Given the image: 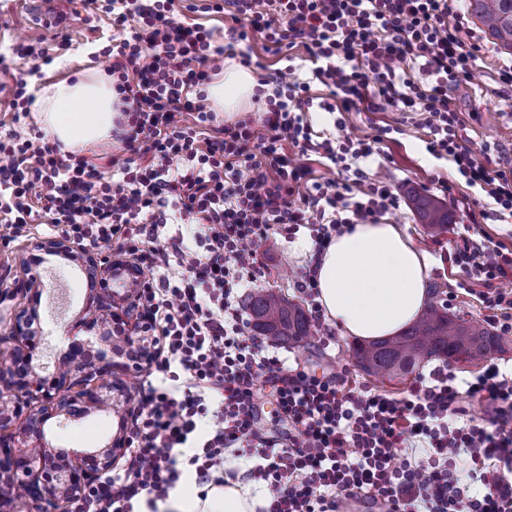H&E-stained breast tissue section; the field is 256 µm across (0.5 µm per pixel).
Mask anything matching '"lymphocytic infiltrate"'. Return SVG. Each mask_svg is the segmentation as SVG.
I'll return each instance as SVG.
<instances>
[{
  "mask_svg": "<svg viewBox=\"0 0 512 512\" xmlns=\"http://www.w3.org/2000/svg\"><path fill=\"white\" fill-rule=\"evenodd\" d=\"M225 45L199 23L175 20L178 0H85V23L112 17L120 39L104 47L124 116L116 136L126 151L117 177L88 158L0 133V230L17 234L43 214L92 246L161 269L141 285V325L161 353L142 381L124 464L75 502L71 512H154L186 479L196 486L225 478L264 483L261 512H346L356 495L394 512H512V372L487 363L465 385L447 365L419 376L404 397L350 387L337 373L293 368L275 345L245 332L240 288L265 280L253 246L271 235L293 237L313 225L321 253L348 224H374L398 208L388 177L361 168L389 134L316 139L307 113L311 87L330 98L327 112L392 107L417 118L427 151L453 163L492 206L481 220H512V166H494L466 148L450 94L485 54L465 11L452 0H231ZM264 35L276 68L254 61L245 43ZM308 52L309 79L292 50ZM238 53L265 104L264 132L243 119L220 126L205 105L212 62ZM429 79L414 80V67ZM181 158L179 170L170 157ZM351 171L345 183L311 175V162ZM196 225L195 247L163 236L167 211ZM451 266L479 287L488 322L512 320V249L489 236L463 238ZM177 275H166L170 265ZM266 380L276 428H265L256 404ZM487 406L475 418L461 395ZM426 458L413 461V441ZM479 471L483 494L457 474L460 455ZM252 460L244 473L229 457Z\"/></svg>",
  "mask_w": 512,
  "mask_h": 512,
  "instance_id": "lymphocytic-infiltrate-1",
  "label": "lymphocytic infiltrate"
}]
</instances>
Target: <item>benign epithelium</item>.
Here are the masks:
<instances>
[{
  "instance_id": "1",
  "label": "benign epithelium",
  "mask_w": 512,
  "mask_h": 512,
  "mask_svg": "<svg viewBox=\"0 0 512 512\" xmlns=\"http://www.w3.org/2000/svg\"><path fill=\"white\" fill-rule=\"evenodd\" d=\"M32 249L45 254L62 255L84 268L87 278L98 286L89 297L87 316L78 326L99 335L112 352L115 344L125 345L127 361L106 358L105 352L88 359L86 346L91 340L75 339L58 358L54 371L41 375L33 361L42 351L43 338L31 332L34 311L22 309L10 317L9 335L0 339L14 341L8 350H0V423L18 424V430L0 435V473L7 475L11 494L17 498L48 499L61 512L82 497L106 472L112 470L127 446L125 429H120L103 448L69 455L53 453L44 433V424L53 416H71L107 406L121 415L122 422L133 419L129 404L131 388L117 372L129 374L148 364L157 348L150 336L138 335L137 305L139 287L136 266L120 258H98L87 249L73 248L69 238L60 236L39 240ZM36 258L23 256L20 265L26 279L20 292L33 301L41 297L45 283L34 265ZM127 271L121 301L112 292V277ZM111 321L125 326L124 336H102L103 324Z\"/></svg>"
}]
</instances>
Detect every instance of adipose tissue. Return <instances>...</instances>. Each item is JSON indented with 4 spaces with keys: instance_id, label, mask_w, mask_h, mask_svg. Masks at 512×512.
Listing matches in <instances>:
<instances>
[{
    "instance_id": "1",
    "label": "adipose tissue",
    "mask_w": 512,
    "mask_h": 512,
    "mask_svg": "<svg viewBox=\"0 0 512 512\" xmlns=\"http://www.w3.org/2000/svg\"><path fill=\"white\" fill-rule=\"evenodd\" d=\"M255 78L234 65L214 82L209 95L234 116L254 94ZM110 81L78 77L55 85L44 98L39 120L47 135L78 151L110 138L120 112ZM316 300L328 322L344 335L372 340L397 335L424 311L431 259L413 247L396 224H349L314 264ZM267 500L251 486L229 483L205 494L175 492L168 512H257Z\"/></svg>"
}]
</instances>
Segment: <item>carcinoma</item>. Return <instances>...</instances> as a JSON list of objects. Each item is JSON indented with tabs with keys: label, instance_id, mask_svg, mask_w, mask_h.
<instances>
[{
	"label": "carcinoma",
	"instance_id": "obj_1",
	"mask_svg": "<svg viewBox=\"0 0 512 512\" xmlns=\"http://www.w3.org/2000/svg\"><path fill=\"white\" fill-rule=\"evenodd\" d=\"M472 13L498 44L512 50V0H470ZM414 207L431 229H445L448 212L430 197H417ZM253 329L277 342L299 344L312 335L304 310L285 296L261 289L249 299ZM512 345V339L448 313L434 303L400 334L359 342L353 347L360 368L368 375L404 380L417 363L435 357L449 363H478Z\"/></svg>",
	"mask_w": 512,
	"mask_h": 512
}]
</instances>
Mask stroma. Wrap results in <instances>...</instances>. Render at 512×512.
Instances as JSON below:
<instances>
[{
    "label": "stroma",
    "instance_id": "stroma-1",
    "mask_svg": "<svg viewBox=\"0 0 512 512\" xmlns=\"http://www.w3.org/2000/svg\"><path fill=\"white\" fill-rule=\"evenodd\" d=\"M84 10V0H59L53 12L43 21L32 17L28 0H0V54L5 55L12 74L28 72L35 64L33 57L18 54L16 48L24 44L32 48L50 47L55 60L42 69L36 89L47 93L64 80L76 76H96L106 73L112 60L102 55L105 38L112 33V19L100 16L95 26L85 25L78 15ZM471 28L480 35L486 48L482 62L473 70L464 90L452 93L451 105L462 114L464 130L462 141L475 151L487 152L501 164H512V107L508 106L492 80L495 68L512 60V51L497 45L487 35L478 20H471ZM11 74V76H12ZM11 76H0V120H11L9 104L13 98ZM315 130L336 132L337 122H344L345 133L357 138L373 136L377 127L393 126L379 146L377 154L365 160L368 168L386 171L393 188L403 200L398 209L386 214V222L405 227L413 246L433 257L429 281L440 285L449 297L448 310L469 321L484 322L485 311L477 296L463 290L462 274L448 262L452 245L466 235L470 225L468 205L481 198L479 189L468 187L456 173L452 163L435 159L426 150L427 132L413 123L402 122L394 110L383 112H345L335 115L312 107L307 114ZM453 181L450 196L437 190L436 178ZM422 195L441 199L449 214V226L442 233H434L421 223L413 208V196ZM62 228L52 224L28 225L19 237L0 238V314L27 307L26 296L17 294L19 275L17 262L22 248L30 242L61 236ZM311 254L309 229H301L295 238L276 237L269 250L260 252V259L268 266L265 288L273 289L310 310L311 300L294 288L291 277L306 267ZM39 272L49 289L43 293L37 307L39 325L44 332L43 354L35 363V370L51 372L60 351L67 345L66 327L83 317V307L89 293L86 277L76 265L64 256H46ZM353 339L342 335L339 329L316 331L300 345L290 347L289 363H297L319 372H337L355 385L403 396L407 383L392 384L366 375L352 355ZM120 429V419L112 410L102 409L80 416H59L49 419L44 430L49 443L58 452L93 451L104 447Z\"/></svg>",
    "mask_w": 512,
    "mask_h": 512
}]
</instances>
